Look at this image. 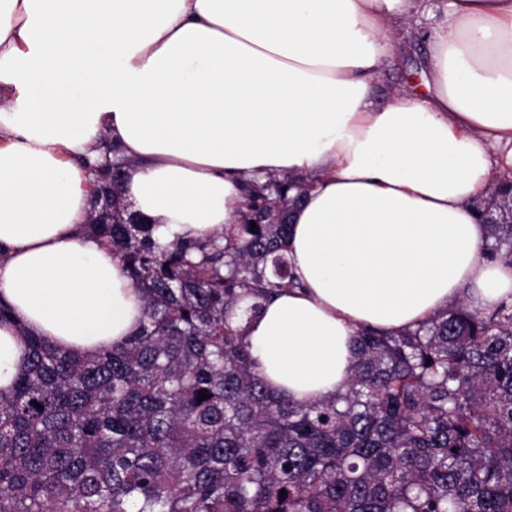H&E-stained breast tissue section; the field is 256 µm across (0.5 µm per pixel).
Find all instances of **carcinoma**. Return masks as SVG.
Instances as JSON below:
<instances>
[{
	"label": "carcinoma",
	"mask_w": 512,
	"mask_h": 512,
	"mask_svg": "<svg viewBox=\"0 0 512 512\" xmlns=\"http://www.w3.org/2000/svg\"><path fill=\"white\" fill-rule=\"evenodd\" d=\"M109 186L87 229L120 255L143 320L94 355L27 338L0 393V512H512V304L361 329L346 390L295 404L268 390L232 317L293 285L307 181H247L242 223L204 243L127 223L122 184L99 172ZM486 207L511 262L512 181Z\"/></svg>",
	"instance_id": "carcinoma-1"
}]
</instances>
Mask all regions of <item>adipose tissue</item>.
Instances as JSON below:
<instances>
[{
  "mask_svg": "<svg viewBox=\"0 0 512 512\" xmlns=\"http://www.w3.org/2000/svg\"><path fill=\"white\" fill-rule=\"evenodd\" d=\"M425 0H0V390L26 336L95 354L139 326L120 257L84 231L94 169L157 234L199 242L245 184L314 180L292 212L295 280L248 319L274 391L333 398L359 328L512 299L473 206L512 173V0H445L427 92L375 101L399 24ZM505 155L493 160L491 148Z\"/></svg>",
  "mask_w": 512,
  "mask_h": 512,
  "instance_id": "ef3b65f1",
  "label": "adipose tissue"
}]
</instances>
